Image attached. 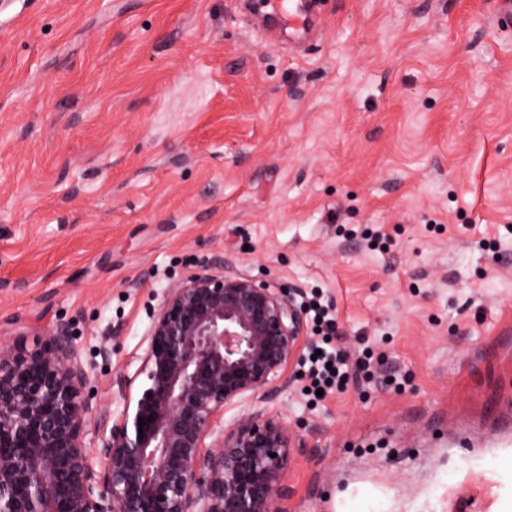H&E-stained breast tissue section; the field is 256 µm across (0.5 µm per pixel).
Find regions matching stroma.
<instances>
[{
  "instance_id": "obj_1",
  "label": "stroma",
  "mask_w": 512,
  "mask_h": 512,
  "mask_svg": "<svg viewBox=\"0 0 512 512\" xmlns=\"http://www.w3.org/2000/svg\"><path fill=\"white\" fill-rule=\"evenodd\" d=\"M251 3L0 9V341L70 324L92 413L117 418L107 382L139 368L167 286L230 257L321 291L373 354L316 404L287 369L284 512H512L497 0H318L300 44Z\"/></svg>"
}]
</instances>
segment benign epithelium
I'll use <instances>...</instances> for the list:
<instances>
[{
	"instance_id": "7a95c632",
	"label": "benign epithelium",
	"mask_w": 512,
	"mask_h": 512,
	"mask_svg": "<svg viewBox=\"0 0 512 512\" xmlns=\"http://www.w3.org/2000/svg\"><path fill=\"white\" fill-rule=\"evenodd\" d=\"M296 296L222 255L171 284L138 370L112 375L124 409L95 447L69 324L36 349L0 343V512H280L294 436L279 415L205 440L227 408L283 389L307 329Z\"/></svg>"
}]
</instances>
